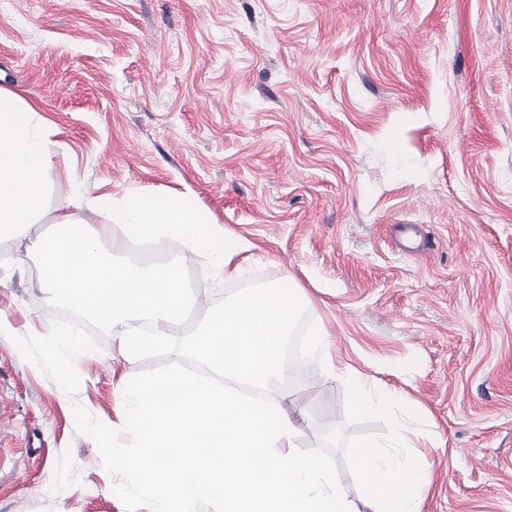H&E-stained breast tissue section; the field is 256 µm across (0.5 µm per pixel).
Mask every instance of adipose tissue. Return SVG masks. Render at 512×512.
I'll list each match as a JSON object with an SVG mask.
<instances>
[{"mask_svg":"<svg viewBox=\"0 0 512 512\" xmlns=\"http://www.w3.org/2000/svg\"><path fill=\"white\" fill-rule=\"evenodd\" d=\"M36 109L0 89V232L32 222L42 204L50 155L34 126Z\"/></svg>","mask_w":512,"mask_h":512,"instance_id":"1","label":"adipose tissue"}]
</instances>
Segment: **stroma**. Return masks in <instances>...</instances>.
Wrapping results in <instances>:
<instances>
[{
    "label": "stroma",
    "instance_id": "obj_1",
    "mask_svg": "<svg viewBox=\"0 0 512 512\" xmlns=\"http://www.w3.org/2000/svg\"><path fill=\"white\" fill-rule=\"evenodd\" d=\"M0 88L38 110L43 210L0 237V512H124L73 402L124 423L155 360L115 336L69 398L13 336L53 312L28 251L77 196L186 193L245 243L237 276L184 245L194 315L285 278L332 357L422 416L423 512H512V0H0ZM413 227L422 248L399 244ZM298 445L346 424L306 362Z\"/></svg>",
    "mask_w": 512,
    "mask_h": 512
}]
</instances>
